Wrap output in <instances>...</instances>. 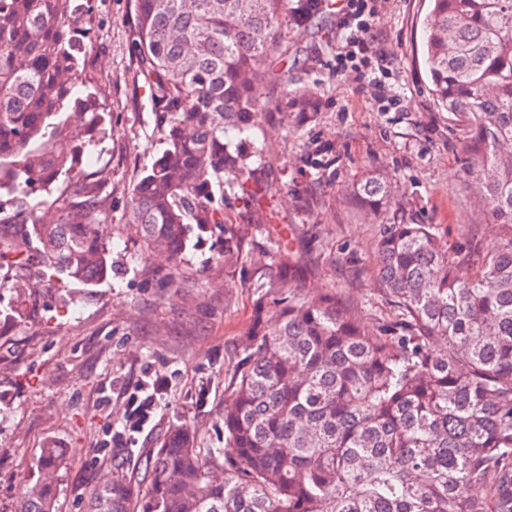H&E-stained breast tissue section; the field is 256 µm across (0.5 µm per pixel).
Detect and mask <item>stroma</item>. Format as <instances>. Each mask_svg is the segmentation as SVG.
<instances>
[{
    "instance_id": "stroma-1",
    "label": "stroma",
    "mask_w": 512,
    "mask_h": 512,
    "mask_svg": "<svg viewBox=\"0 0 512 512\" xmlns=\"http://www.w3.org/2000/svg\"><path fill=\"white\" fill-rule=\"evenodd\" d=\"M430 0H378L374 32L393 51L391 84L404 96L383 111L373 90L337 75L327 63L339 37V17L285 23L282 33L300 63L289 84L311 86L322 109L301 131L270 136L260 179L275 195L246 204L224 188V222L241 237L225 260L219 241L189 249L178 274L165 261H142L123 227L126 192L165 148L149 89L135 73L133 0H92L86 74L112 115V137L90 147V168L112 180V258L125 272L90 288L78 305L52 289L37 313L0 324V512H12L22 480L46 443L69 449L55 490L56 512H83L93 485L123 476L137 480L158 439L175 423L195 427L198 448L224 445L221 417L258 297L268 273L259 258L270 241L287 243L297 273L313 292L332 291L377 324L391 309L377 289L369 222L344 197L368 172L394 182L393 212L408 224H432L450 252L472 257L498 233L465 174L462 133L437 107L422 53ZM172 386L151 423L130 448H108L119 401L146 366Z\"/></svg>"
}]
</instances>
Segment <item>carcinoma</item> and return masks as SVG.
I'll list each match as a JSON object with an SVG mask.
<instances>
[{"label": "carcinoma", "mask_w": 512, "mask_h": 512, "mask_svg": "<svg viewBox=\"0 0 512 512\" xmlns=\"http://www.w3.org/2000/svg\"><path fill=\"white\" fill-rule=\"evenodd\" d=\"M138 70L167 148L126 194L125 227L178 269L224 230V177L248 199L268 137L320 110L288 88L284 19L305 0H133ZM90 0H0V265L17 303L52 281L112 279L108 173L82 167L111 136L83 77ZM431 94L462 127L468 176L498 237L469 267L431 224L386 222L373 331L336 295L312 297L276 243L224 405V448L168 428L146 486H92L86 512H512V0H432L423 22ZM277 86L275 97L262 90ZM355 205L385 217L391 182L368 175ZM67 451L41 449L14 512H54Z\"/></svg>", "instance_id": "carcinoma-1"}]
</instances>
